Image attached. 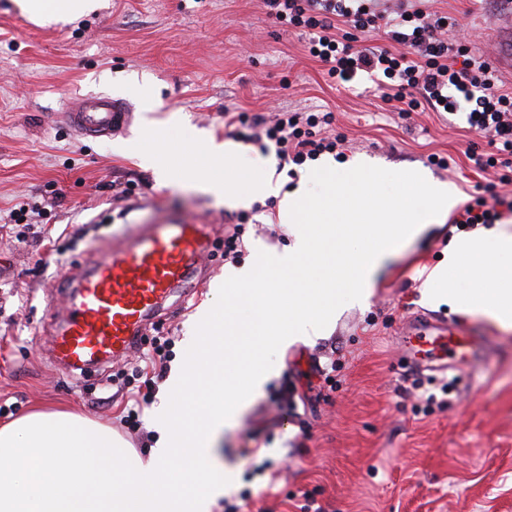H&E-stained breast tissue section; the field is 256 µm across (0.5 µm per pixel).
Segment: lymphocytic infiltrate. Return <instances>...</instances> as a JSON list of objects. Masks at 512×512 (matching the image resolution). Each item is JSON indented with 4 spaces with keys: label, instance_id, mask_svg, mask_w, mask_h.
<instances>
[{
    "label": "lymphocytic infiltrate",
    "instance_id": "f902f5d3",
    "mask_svg": "<svg viewBox=\"0 0 512 512\" xmlns=\"http://www.w3.org/2000/svg\"><path fill=\"white\" fill-rule=\"evenodd\" d=\"M437 0H264L269 15L297 28L307 38L309 54L324 63L337 85L369 76L386 103H397L400 116L421 110L462 114L470 131L486 139L488 151L467 148L465 156L480 171H512V87L500 84L489 63L474 55L460 38L465 24L450 23ZM349 32H340V25ZM374 32L385 48L352 45L353 31ZM332 112L280 109L265 117L228 112L229 134L274 150L280 165H303L336 150L345 137L333 133ZM512 213V198L486 185L451 221L457 230L498 223Z\"/></svg>",
    "mask_w": 512,
    "mask_h": 512
}]
</instances>
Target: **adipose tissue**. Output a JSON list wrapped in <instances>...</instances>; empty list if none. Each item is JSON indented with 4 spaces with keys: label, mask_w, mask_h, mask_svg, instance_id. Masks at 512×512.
Masks as SVG:
<instances>
[{
    "label": "adipose tissue",
    "mask_w": 512,
    "mask_h": 512,
    "mask_svg": "<svg viewBox=\"0 0 512 512\" xmlns=\"http://www.w3.org/2000/svg\"><path fill=\"white\" fill-rule=\"evenodd\" d=\"M18 3L23 11L47 26L70 23L104 6L103 0H18ZM138 152L161 181L171 177L170 157L178 158L182 175L187 179L195 178L199 160H206L214 170L206 183L207 189L232 206L280 192L272 175H256L257 161L248 158L231 141L221 144L211 141L206 147L189 152L169 143L154 123ZM227 171L244 184L243 192L228 187L223 177ZM423 286L432 299L446 300L453 310L512 329V229L502 226L489 232L459 235L448 253L447 263L432 269Z\"/></svg>",
    "instance_id": "obj_1"
}]
</instances>
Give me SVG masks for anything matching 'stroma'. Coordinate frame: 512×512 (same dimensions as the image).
I'll use <instances>...</instances> for the list:
<instances>
[{
	"mask_svg": "<svg viewBox=\"0 0 512 512\" xmlns=\"http://www.w3.org/2000/svg\"><path fill=\"white\" fill-rule=\"evenodd\" d=\"M439 8L479 32L471 49L483 56L491 29L512 17V0H441ZM90 93L126 108L112 137L70 129L65 102ZM283 106L332 111L348 140L343 161L424 170L448 183L458 204L485 181L465 151L486 141L464 118L452 126L433 112L399 119L364 76L337 87L300 30L270 16L263 0H108L56 27L0 0V214L59 199L43 216L0 227L1 424L63 408L118 428L144 382L132 368L148 359L134 352L68 377L49 359L48 333L64 272L105 256L142 224L210 227L204 278L187 299L168 301L160 330L173 340L170 367L182 364L224 279L228 207L181 175L158 183L126 145L150 120L167 122L174 143L195 144L200 134L221 143L225 112ZM433 153L448 169L429 162ZM130 186L134 196L121 197ZM448 245L447 225L428 227L385 264L368 306L346 310L315 343L278 351L262 393L218 441L216 458L232 475L226 500L240 501L241 512H296L307 495L323 512H512V331L426 299L423 281ZM421 312L477 332L484 345L480 359L452 369L449 407L427 415L411 384L440 375L408 364L396 343L407 317ZM333 356L340 366L323 377ZM114 375L122 392L100 404ZM287 386L300 397L291 412L274 402Z\"/></svg>",
	"mask_w": 512,
	"mask_h": 512,
	"instance_id": "stroma-1",
	"label": "stroma"
}]
</instances>
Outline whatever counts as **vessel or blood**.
Listing matches in <instances>:
<instances>
[{
	"mask_svg": "<svg viewBox=\"0 0 512 512\" xmlns=\"http://www.w3.org/2000/svg\"><path fill=\"white\" fill-rule=\"evenodd\" d=\"M489 49L496 68L512 70V25L498 27ZM84 137L111 136L125 121L124 107L108 96L84 95L65 109ZM206 225L147 224L113 246L104 261L88 262L69 281L65 304L52 323L50 355L60 371L72 372L133 352L148 324L162 316L167 300L186 288L208 253ZM442 353L465 347V363L480 346L471 330L421 316L408 318L398 345L415 357L416 342Z\"/></svg>",
	"mask_w": 512,
	"mask_h": 512,
	"instance_id": "vessel-or-blood-1",
	"label": "vessel or blood"
}]
</instances>
